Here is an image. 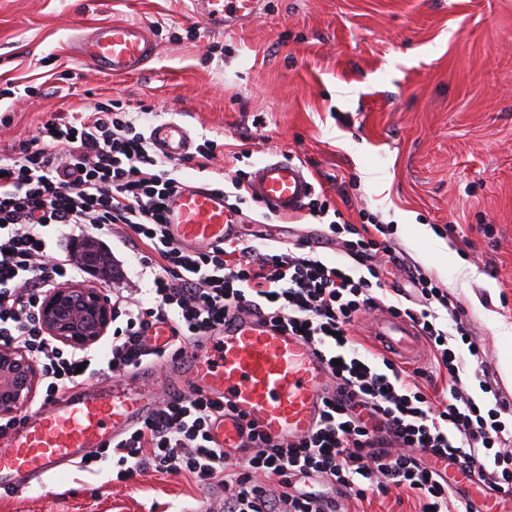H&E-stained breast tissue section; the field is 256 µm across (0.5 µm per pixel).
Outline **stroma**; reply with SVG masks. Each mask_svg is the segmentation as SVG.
Returning <instances> with one entry per match:
<instances>
[{
	"instance_id": "35a3bbf8",
	"label": "stroma",
	"mask_w": 512,
	"mask_h": 512,
	"mask_svg": "<svg viewBox=\"0 0 512 512\" xmlns=\"http://www.w3.org/2000/svg\"><path fill=\"white\" fill-rule=\"evenodd\" d=\"M190 11L189 0H0V152L50 114L112 99L150 108V123L182 122L195 143H222L207 167L182 163L191 185L292 159L343 221L388 224L399 262L382 269L386 290L417 271L447 289L494 378L493 393L474 398L512 402V343L501 335L512 328V0H263L249 25L223 35ZM113 21L148 26L158 54L142 73L114 78L75 58L76 31ZM236 236L355 265L304 210L268 215L250 202ZM102 240L112 273L77 283L108 295L138 278L145 249L119 225ZM223 495L151 470L117 482L106 461L49 472L22 494L0 490V512H206Z\"/></svg>"
}]
</instances>
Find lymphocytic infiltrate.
Masks as SVG:
<instances>
[{
    "label": "lymphocytic infiltrate",
    "mask_w": 512,
    "mask_h": 512,
    "mask_svg": "<svg viewBox=\"0 0 512 512\" xmlns=\"http://www.w3.org/2000/svg\"><path fill=\"white\" fill-rule=\"evenodd\" d=\"M179 166L155 153L133 113L114 101L43 122L36 137L0 153V346L24 349L41 364L45 398L83 381L84 357L65 354L47 336L39 316L43 300L60 282L81 277L75 253L51 252L46 234L64 227L93 231L123 225L151 250L143 269L151 277L149 302L140 287L122 290L133 302L121 311L125 328L115 330L98 375L109 377L187 355L246 304H259L279 329L324 352L331 385L322 397L319 422L292 443L272 439L249 423L236 449L243 462L228 465L233 450L213 445L211 429L224 416V402L198 390L173 389L138 425L91 463L116 461L118 480L127 463L159 473L184 475L197 484L220 483L224 500L215 512H349L369 491L401 490L415 497L420 512H474L454 490L439 463L475 467L489 490H512V403L476 402L472 386L493 385L484 351L444 291L431 277H414L408 304L390 305L418 326L436 374L445 376L449 397L432 401L420 387L423 368L392 360L375 365L360 356L352 327L380 306L375 294L376 259L392 255L388 240L370 230L329 217L327 201L307 209L328 219L346 254L366 269L354 274L299 247L258 252L224 243L196 252L167 235L164 213L184 189ZM169 325L172 343L146 346L157 324ZM460 344H453V337Z\"/></svg>",
    "instance_id": "1"
}]
</instances>
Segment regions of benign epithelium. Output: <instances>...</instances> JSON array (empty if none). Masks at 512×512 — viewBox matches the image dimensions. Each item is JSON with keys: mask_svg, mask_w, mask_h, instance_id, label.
<instances>
[{"mask_svg": "<svg viewBox=\"0 0 512 512\" xmlns=\"http://www.w3.org/2000/svg\"><path fill=\"white\" fill-rule=\"evenodd\" d=\"M40 320L53 339L72 348L86 349L106 335L112 322V308L97 288L63 285L44 300ZM36 384V367L25 352L0 346V415H10L24 404Z\"/></svg>", "mask_w": 512, "mask_h": 512, "instance_id": "obj_1", "label": "benign epithelium"}]
</instances>
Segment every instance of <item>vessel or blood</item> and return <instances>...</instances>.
I'll return each mask as SVG.
<instances>
[{"label":"vessel or blood","instance_id":"vessel-or-blood-1","mask_svg":"<svg viewBox=\"0 0 512 512\" xmlns=\"http://www.w3.org/2000/svg\"><path fill=\"white\" fill-rule=\"evenodd\" d=\"M194 14L214 33L250 23L261 0H191ZM79 55L97 70L124 77L143 70L156 54L148 29L139 22L99 25L81 41ZM149 135L164 155L187 156L192 139L174 120L153 123ZM314 185L303 167L288 159L262 162L249 192L270 210L289 214L301 209ZM166 228L175 243L206 251L236 233L235 217L222 194L201 184L182 192L166 213ZM371 337L399 360L420 358L423 341L410 322L383 314L371 325ZM166 382H184L220 398L228 415L213 427L216 444L231 448L239 441L242 421H257L275 440H295L307 433L322 411L327 380L324 355L299 337L272 329L256 310L230 312L206 346L189 357L165 363ZM155 392L147 373L118 380L102 379L76 387L42 404L14 431L0 451V489L21 491L50 470L77 463L89 449L100 448L142 421L153 409ZM456 480L467 490L476 512H512V491L488 492L468 474Z\"/></svg>","mask_w":512,"mask_h":512}]
</instances>
